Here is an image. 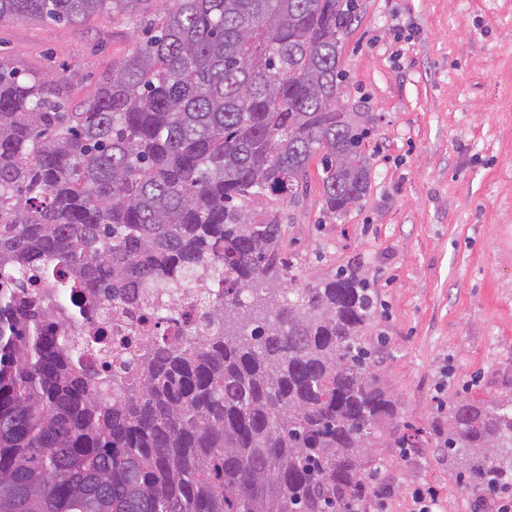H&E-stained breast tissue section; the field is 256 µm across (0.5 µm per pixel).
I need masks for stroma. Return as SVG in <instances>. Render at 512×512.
<instances>
[{"mask_svg": "<svg viewBox=\"0 0 512 512\" xmlns=\"http://www.w3.org/2000/svg\"><path fill=\"white\" fill-rule=\"evenodd\" d=\"M342 42L344 100L367 113L370 184L327 217L320 158L296 194L256 200L283 226L297 284L357 268L378 296L365 337L403 422L438 404L512 394V0H357ZM145 23L104 11L72 25L0 21V60L64 73L73 105L92 98L137 48ZM373 480L388 512L417 488L440 512H480L483 490L456 481L444 449H383Z\"/></svg>", "mask_w": 512, "mask_h": 512, "instance_id": "stroma-1", "label": "stroma"}]
</instances>
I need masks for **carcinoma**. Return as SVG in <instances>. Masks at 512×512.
I'll return each mask as SVG.
<instances>
[{"instance_id":"1","label":"carcinoma","mask_w":512,"mask_h":512,"mask_svg":"<svg viewBox=\"0 0 512 512\" xmlns=\"http://www.w3.org/2000/svg\"><path fill=\"white\" fill-rule=\"evenodd\" d=\"M151 5L80 107L0 62V512H350L381 449L431 440L459 483L511 489L512 396L400 423L366 278L293 287L250 208L317 154L328 215L366 193L369 119L337 99L354 0H0V21ZM187 288L206 329L174 340L96 309L144 324L148 291L171 322Z\"/></svg>"}]
</instances>
